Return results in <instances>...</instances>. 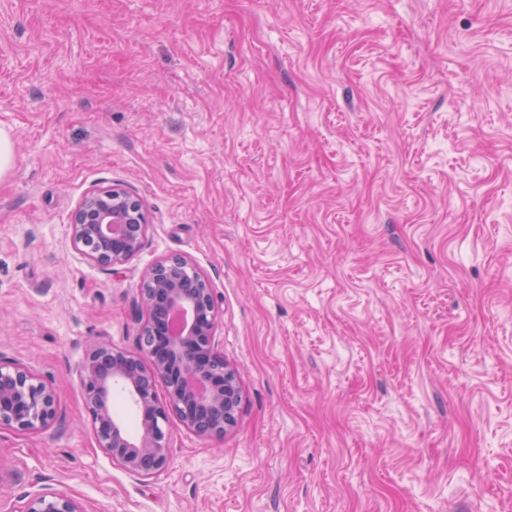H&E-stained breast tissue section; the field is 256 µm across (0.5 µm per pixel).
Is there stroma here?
<instances>
[{
    "label": "stroma",
    "mask_w": 512,
    "mask_h": 512,
    "mask_svg": "<svg viewBox=\"0 0 512 512\" xmlns=\"http://www.w3.org/2000/svg\"><path fill=\"white\" fill-rule=\"evenodd\" d=\"M1 128L0 359L60 419L0 427V512H512V0H0ZM112 185L149 219L118 275L68 231ZM176 257L241 401L143 478L78 372ZM23 512H85L79 502L61 493L43 492L33 495Z\"/></svg>",
    "instance_id": "obj_1"
}]
</instances>
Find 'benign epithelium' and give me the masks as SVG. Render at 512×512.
Segmentation results:
<instances>
[{"label":"benign epithelium","mask_w":512,"mask_h":512,"mask_svg":"<svg viewBox=\"0 0 512 512\" xmlns=\"http://www.w3.org/2000/svg\"><path fill=\"white\" fill-rule=\"evenodd\" d=\"M147 223L142 203L113 185L79 202L70 240L83 256L114 274L139 251ZM178 263L192 273L191 279L170 275L167 260L144 274L140 296L146 317L140 340L145 355L98 343L86 352L79 374L99 446L112 461L146 478L169 465L170 418L197 434L221 438L234 424L229 408L240 395L237 372L216 342L217 311L209 282L190 260ZM158 380L167 388L163 398L155 390ZM118 389L140 417L135 434L112 412V394ZM58 419L54 386L22 363L0 361V426L31 435ZM25 512L85 510L65 494L43 492L29 499Z\"/></svg>","instance_id":"1"}]
</instances>
